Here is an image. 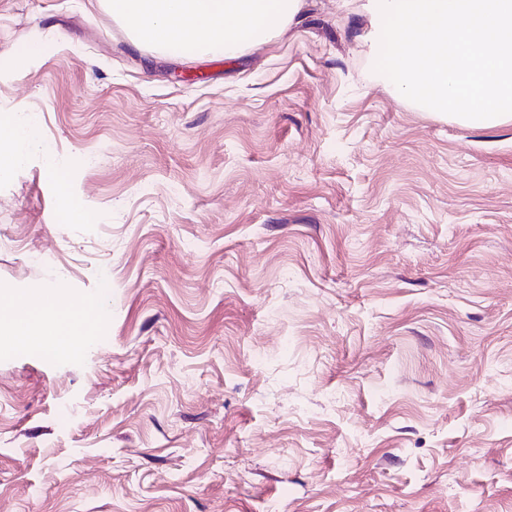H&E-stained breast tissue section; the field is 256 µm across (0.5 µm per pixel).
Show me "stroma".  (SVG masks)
Segmentation results:
<instances>
[{"mask_svg":"<svg viewBox=\"0 0 512 512\" xmlns=\"http://www.w3.org/2000/svg\"><path fill=\"white\" fill-rule=\"evenodd\" d=\"M362 2L227 61L0 0L59 163L0 177V292L103 297L0 339V512H512V123L397 96ZM12 302L8 314L0 315V335L13 341L44 345L50 352L69 355L77 336H85L82 315L98 310L100 296L83 297L67 304L50 288H27L23 293H0Z\"/></svg>","mask_w":512,"mask_h":512,"instance_id":"stroma-1","label":"stroma"}]
</instances>
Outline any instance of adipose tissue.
<instances>
[{
  "instance_id": "1",
  "label": "adipose tissue",
  "mask_w": 512,
  "mask_h": 512,
  "mask_svg": "<svg viewBox=\"0 0 512 512\" xmlns=\"http://www.w3.org/2000/svg\"><path fill=\"white\" fill-rule=\"evenodd\" d=\"M134 45L167 52L188 46L196 54L240 57L294 26L305 0H99ZM41 156L55 169L56 156L43 139L37 118L26 110L0 122V172L22 168ZM12 307L0 315V335L40 344L66 355L83 335L82 315L98 309L97 296L66 303L49 288L9 293Z\"/></svg>"
}]
</instances>
